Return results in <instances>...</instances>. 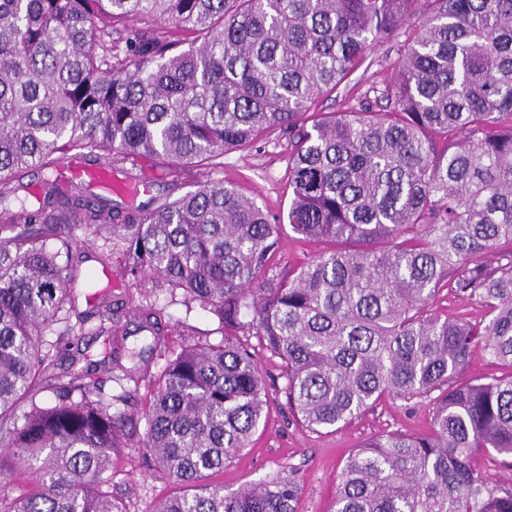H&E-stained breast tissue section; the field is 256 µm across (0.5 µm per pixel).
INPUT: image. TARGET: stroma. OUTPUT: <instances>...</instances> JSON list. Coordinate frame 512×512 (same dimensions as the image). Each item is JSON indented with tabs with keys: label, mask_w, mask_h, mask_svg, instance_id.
<instances>
[{
	"label": "stroma",
	"mask_w": 512,
	"mask_h": 512,
	"mask_svg": "<svg viewBox=\"0 0 512 512\" xmlns=\"http://www.w3.org/2000/svg\"><path fill=\"white\" fill-rule=\"evenodd\" d=\"M371 57L375 64L370 71H357L354 83L321 98L316 111L339 112L356 107L360 94L367 90L371 81L391 77L396 58L391 45L374 46ZM287 168L288 137L275 130L248 150L225 154L224 167L216 177L241 187L269 212L283 215L289 204ZM112 181L119 186L144 185V192L137 195L141 202L159 201L168 195L159 173L144 163L115 164ZM76 236L86 257V267L97 272L98 285L88 289L83 281H76L70 300L80 312L94 306H114V318L107 323L108 333L99 336L88 349L55 353L50 371L66 376L86 368L88 363H95L92 379L104 382L106 393L112 395L119 394L120 388L110 380L111 366L120 364L145 373L147 380L141 383L133 404L128 407L129 412L141 413L152 393L150 381L157 378L162 366L160 360L146 362L132 356L133 351L152 341L150 333L136 330L144 307L153 303L164 307L161 329L173 348L202 335L208 336L210 342H219L222 335L217 330L218 321L198 307L189 308L182 300H171L169 293L152 277H142L137 283L130 281L121 261L100 268L97 256L101 240L84 230L77 231ZM245 342L254 348L260 371L269 386V415L253 435L249 447L226 464L223 472L211 475V482L223 484L225 490H236L283 470L299 488L295 512H327L343 462L354 448L387 431L424 432L429 428L432 409L429 398L391 396L382 398L338 429L310 431L298 424L288 409L279 359L259 348L256 338L246 337ZM113 461L112 492L122 500L127 512H151L155 501L173 489L172 483L154 469L151 452L141 447L138 440H128Z\"/></svg>",
	"instance_id": "obj_1"
}]
</instances>
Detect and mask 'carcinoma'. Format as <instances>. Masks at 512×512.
<instances>
[{
	"instance_id": "carcinoma-1",
	"label": "carcinoma",
	"mask_w": 512,
	"mask_h": 512,
	"mask_svg": "<svg viewBox=\"0 0 512 512\" xmlns=\"http://www.w3.org/2000/svg\"><path fill=\"white\" fill-rule=\"evenodd\" d=\"M416 17L417 23L406 19ZM394 43L395 73L358 107L314 112ZM288 134L287 220L320 245L281 266L285 225L236 185L206 181L155 207L30 190L19 169L144 159L176 188L191 167ZM83 227L102 263L128 259L216 316L219 345L175 352L150 305L139 324L164 360L141 439L179 491L152 512H293L282 473L235 492L210 483L248 447L268 392L238 334L279 357L288 409L321 431L384 396H433L426 434L393 431L354 450L329 512H512V482L474 461L512 458V0H0V448L36 490L0 512H126L104 474L126 428L82 372L54 404L16 417L46 380L45 337L70 338L68 289ZM480 301L486 324L433 315L442 286ZM84 335L106 311L76 314ZM99 324H94V321ZM511 370L461 382L471 352Z\"/></svg>"
}]
</instances>
